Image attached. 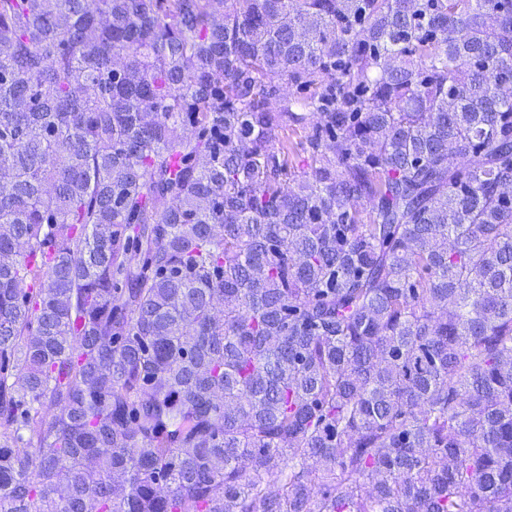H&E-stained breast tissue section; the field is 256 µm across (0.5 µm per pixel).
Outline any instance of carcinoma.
<instances>
[{"label":"carcinoma","mask_w":512,"mask_h":512,"mask_svg":"<svg viewBox=\"0 0 512 512\" xmlns=\"http://www.w3.org/2000/svg\"><path fill=\"white\" fill-rule=\"evenodd\" d=\"M0 512H512V0H0Z\"/></svg>","instance_id":"1"}]
</instances>
